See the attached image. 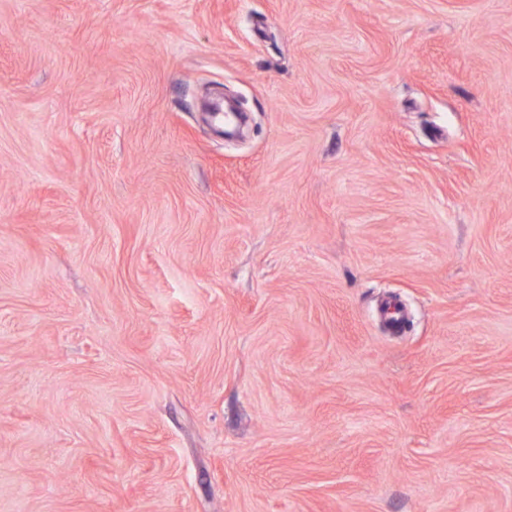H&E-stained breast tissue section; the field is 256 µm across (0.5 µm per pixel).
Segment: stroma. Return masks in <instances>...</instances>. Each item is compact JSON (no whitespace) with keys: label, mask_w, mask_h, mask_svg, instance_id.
<instances>
[{"label":"stroma","mask_w":512,"mask_h":512,"mask_svg":"<svg viewBox=\"0 0 512 512\" xmlns=\"http://www.w3.org/2000/svg\"><path fill=\"white\" fill-rule=\"evenodd\" d=\"M0 512H512V0H0Z\"/></svg>","instance_id":"stroma-1"}]
</instances>
